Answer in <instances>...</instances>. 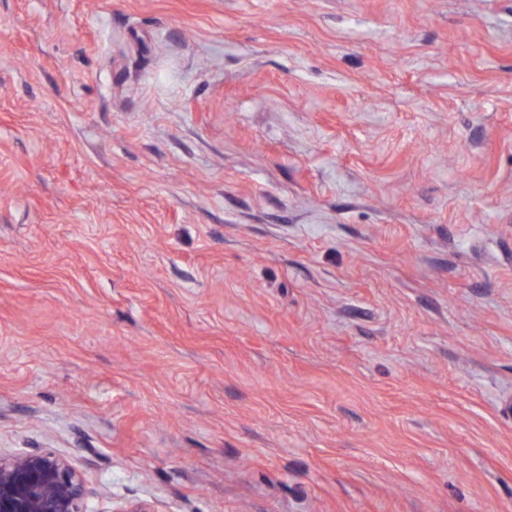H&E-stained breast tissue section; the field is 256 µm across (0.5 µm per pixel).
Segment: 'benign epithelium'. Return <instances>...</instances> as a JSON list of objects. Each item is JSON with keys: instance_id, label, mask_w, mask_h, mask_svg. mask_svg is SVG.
I'll list each match as a JSON object with an SVG mask.
<instances>
[{"instance_id": "obj_1", "label": "benign epithelium", "mask_w": 512, "mask_h": 512, "mask_svg": "<svg viewBox=\"0 0 512 512\" xmlns=\"http://www.w3.org/2000/svg\"><path fill=\"white\" fill-rule=\"evenodd\" d=\"M0 512H90L85 476L48 448L0 453Z\"/></svg>"}]
</instances>
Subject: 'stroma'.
<instances>
[{
	"label": "stroma",
	"mask_w": 512,
	"mask_h": 512,
	"mask_svg": "<svg viewBox=\"0 0 512 512\" xmlns=\"http://www.w3.org/2000/svg\"><path fill=\"white\" fill-rule=\"evenodd\" d=\"M91 512H512V0H0V452Z\"/></svg>",
	"instance_id": "obj_1"
}]
</instances>
